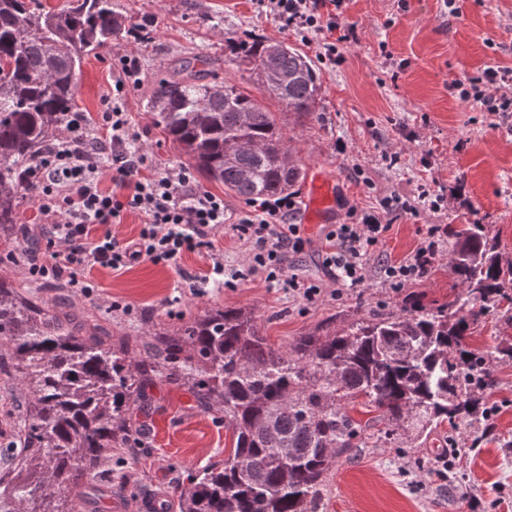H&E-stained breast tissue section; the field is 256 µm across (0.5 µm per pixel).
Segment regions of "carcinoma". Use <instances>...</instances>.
Returning <instances> with one entry per match:
<instances>
[{
	"instance_id": "obj_1",
	"label": "carcinoma",
	"mask_w": 512,
	"mask_h": 512,
	"mask_svg": "<svg viewBox=\"0 0 512 512\" xmlns=\"http://www.w3.org/2000/svg\"><path fill=\"white\" fill-rule=\"evenodd\" d=\"M128 32L112 0H0V227L17 223L19 174L74 109L83 60ZM229 51L261 95L301 116L316 111L319 77L299 50L253 37ZM151 103L195 171L236 197H273L300 181L298 165L277 162L288 139L275 116L242 88L162 77ZM448 245L463 288L456 300H415L280 347L241 309L211 311L152 344L114 340L98 326L69 328L0 278V336L32 395L20 466L0 481V512H74L60 503L108 452L135 441L133 413L156 376L219 406L234 440L224 460L175 487L179 512H319L337 459L363 444L364 426L350 415L357 406L376 414L387 441L444 425L487 432L495 410L477 391L494 384L496 364H512V345L485 354L468 338L489 309L512 304V262L477 221L448 226Z\"/></svg>"
}]
</instances>
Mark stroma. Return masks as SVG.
<instances>
[{
  "instance_id": "35a3bbf8",
  "label": "stroma",
  "mask_w": 512,
  "mask_h": 512,
  "mask_svg": "<svg viewBox=\"0 0 512 512\" xmlns=\"http://www.w3.org/2000/svg\"><path fill=\"white\" fill-rule=\"evenodd\" d=\"M134 35L113 40L90 54L81 66L76 111L101 127L111 111L108 97L131 55L140 65L139 82L123 106L148 162L159 170L190 167L191 162L155 123L150 100L156 80L176 75L183 63L204 59L216 83L253 89L248 75L226 61L228 42L257 35L295 47L318 68L321 90L316 112L297 120L285 105L268 101L288 138L291 160L306 177L322 175L335 186L330 224H356L378 215L389 230L365 261V279L338 289L325 273L322 248L330 224L308 221L306 185L295 189L293 217L309 243L289 254L286 266L322 288L313 303L270 286L249 273L248 244L229 232L217 235L224 265L241 271L235 287L211 285L202 293L190 278L210 263L206 252L183 255L166 265L150 261L122 272L96 268V288L83 295L75 288L29 277L23 259L34 248L21 227L33 223L37 196L21 193L18 222L0 231V275L24 297L71 325L97 324L112 336L143 341L174 334L184 323L217 309L254 311L257 326L272 344L340 329L370 311H396L413 299L446 304L460 291L449 263L448 246L422 279L394 291L382 273L385 264L410 258L428 226L447 227L479 221L512 260V112H479L462 103L454 80L486 66L512 67V0H465L451 16L441 0H348L344 23L354 25L355 40L341 43L343 64L321 60L324 34L287 29L254 0H113ZM405 61L398 72L386 68L383 51ZM442 193L439 208L411 215L383 213L382 199L413 202L421 189ZM148 403L143 445L116 448L76 491V512H142L143 500L164 502L178 512L173 488L188 473L224 458L231 434L218 406L203 407L186 386L154 380L146 387ZM498 406L492 427L476 441L468 427L456 431L460 455L446 478H438L448 454L443 434H431L421 463L403 448L378 441L379 427L369 423L366 445L341 458L327 477L325 512H512V364L497 369L494 386L482 391ZM31 396L14 367L12 345L0 339V474L18 461L23 422ZM126 490L111 487L115 475Z\"/></svg>"
}]
</instances>
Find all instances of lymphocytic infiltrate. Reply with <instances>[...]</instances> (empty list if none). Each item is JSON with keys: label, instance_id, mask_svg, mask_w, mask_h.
Returning <instances> with one entry per match:
<instances>
[{"label": "lymphocytic infiltrate", "instance_id": "1", "mask_svg": "<svg viewBox=\"0 0 512 512\" xmlns=\"http://www.w3.org/2000/svg\"><path fill=\"white\" fill-rule=\"evenodd\" d=\"M260 7L286 26L301 30L341 31L342 41L356 36L354 25H339L345 0H258ZM459 100L482 112H512V68L489 66L478 75L455 80ZM86 118L71 113L66 140L48 147L20 176L21 186L35 187L40 224L23 225V235H35L46 243L48 259L27 256L28 272L52 277L65 288L89 290V277L97 267L121 270L148 260L166 264L183 254L209 250L211 265L196 281L233 280L224 269V257L216 247V234L231 225L238 239L250 246L249 268L271 284L284 285L306 301L320 297L319 285L287 274L289 253L303 251L308 243L300 225L291 218L296 210L293 195L251 203L236 222H229L223 197L195 187L188 169L159 172L147 162L131 130L127 112L113 102L107 116V133L88 149ZM111 190H103L102 179ZM142 217L137 239L120 241L112 234L114 221L123 211ZM388 227L379 217L365 216L358 224H340L328 232L323 267L328 277L343 287L364 279V260L383 241ZM438 230L429 227L414 256L391 263L384 274L401 287L424 277L439 249Z\"/></svg>", "mask_w": 512, "mask_h": 512}]
</instances>
